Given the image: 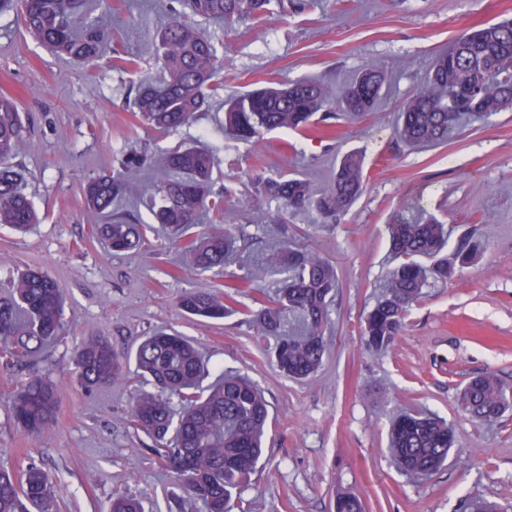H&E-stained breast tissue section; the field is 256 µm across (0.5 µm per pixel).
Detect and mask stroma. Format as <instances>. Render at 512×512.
Wrapping results in <instances>:
<instances>
[{"instance_id":"1","label":"stroma","mask_w":512,"mask_h":512,"mask_svg":"<svg viewBox=\"0 0 512 512\" xmlns=\"http://www.w3.org/2000/svg\"><path fill=\"white\" fill-rule=\"evenodd\" d=\"M168 2L126 0L106 18L108 55L136 59L135 74L57 58L26 34L20 17L0 16V90L16 96L29 128L16 162L40 217L23 235L0 227V284L32 266L65 290L64 332L46 359L0 371V466H43L59 485L61 512H109L117 492L141 498L147 512H202L171 485L151 440L127 422L136 374L90 395L74 377L83 337L106 335L123 356L142 337L175 330L209 363L248 376L270 406L265 457L241 493L249 512H333L340 492L358 495L366 512H470L474 499L512 512V410L479 423L459 403L465 383L486 372L512 388V110L468 123L435 146L404 144L392 129L433 59L465 31L512 18V0H312L301 13L295 0H271L264 23H242L224 36L225 94L303 78L338 88L367 67L383 71L386 85L377 111L337 115L332 138L272 131L256 152L225 134L219 103L171 132L134 118L132 88L160 70L152 44ZM197 141L221 161L216 186L238 189L224 222L243 228L249 264L199 275L183 269L163 231L122 255L90 237L102 218L85 204L87 181L119 168L130 151H147L154 163L128 170L139 196L123 208L133 222L149 220L141 199L163 177L159 159ZM349 151L364 157L365 191L336 223L306 212L277 224V203L255 201L254 169L297 172L318 190ZM421 209L453 225L451 243L471 232L480 250L472 266L426 288L388 352H370L361 322L389 264L387 226ZM286 237L327 258L339 281L323 364L301 382L272 365L274 341L249 316L211 321L177 305L183 291L217 290L247 276ZM35 373L58 385L60 406L47 433L25 436L8 400ZM402 411L437 414L455 433L447 465L420 482L388 459L389 424Z\"/></svg>"}]
</instances>
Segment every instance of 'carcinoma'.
<instances>
[{
    "mask_svg": "<svg viewBox=\"0 0 512 512\" xmlns=\"http://www.w3.org/2000/svg\"><path fill=\"white\" fill-rule=\"evenodd\" d=\"M191 12L230 29L248 18L260 21L270 0H185ZM20 13L27 31L55 54L97 67L112 33L83 13V0H0V15ZM157 58L163 77L141 81L133 100L135 116L163 131L191 123L195 114L224 92V42L173 15L157 36ZM384 75L367 68L337 90L322 81L299 79L264 87L225 101L224 123L237 140L258 149L264 133L300 131L317 113L335 111L362 115L377 105ZM512 107V21L490 24L459 36L437 57L424 85L399 110L397 139L412 145H438L452 138L464 117L486 120ZM17 101L0 93V225L23 232L37 223L25 174L12 160L26 144ZM167 177L155 187L152 213L177 243L183 268L203 273L224 268L239 236L229 228L222 235L195 233L206 214L224 218V203L236 194L226 185L213 189L217 157L196 146H181L161 158ZM252 181L259 194L279 204L277 222L285 213L313 211L325 222L336 221L362 194L364 160L360 153L343 156L330 182L319 192L297 173L257 171ZM137 186L118 169L90 180L87 204L106 215L105 224L91 225L92 234L115 254L137 251L145 244L150 224H133L114 201L131 198ZM389 251L396 263L386 272L362 340L367 350L384 353L404 328L409 308L429 280L446 281L474 260L477 243L469 238L447 255V225L429 215L403 218L388 225ZM279 275L275 297L251 313L276 337L273 362L294 379H306L321 366L329 305L338 288L336 269L320 254L282 241L276 254L253 267L242 285ZM179 307L189 315L221 320L237 304L229 292L192 290ZM64 292L44 271L27 269L12 289L0 295V356L5 369L32 363L46 355L62 331ZM151 385L133 397L129 422L153 442L150 451L189 500L206 512H227L240 498L264 455L263 438L269 409L258 388L245 376L210 372L196 347L184 336L156 332L146 336L127 357L112 352L108 337L91 336L77 349L75 368L85 392L110 387L125 378L129 364ZM215 375L208 383L206 378ZM177 401H171V397ZM459 403L472 419L492 423L512 408V392L493 374L470 379ZM59 395L55 386L32 377L14 391L8 410L17 429L37 436L55 423ZM455 445L445 421L402 413L392 421L388 452L406 475L425 477L440 469ZM0 512H57L56 490L42 466L31 461L20 470L0 467ZM110 512H144L140 500L122 493L112 497ZM335 512H364L351 493L336 497Z\"/></svg>",
    "mask_w": 512,
    "mask_h": 512,
    "instance_id": "carcinoma-1",
    "label": "carcinoma"
}]
</instances>
